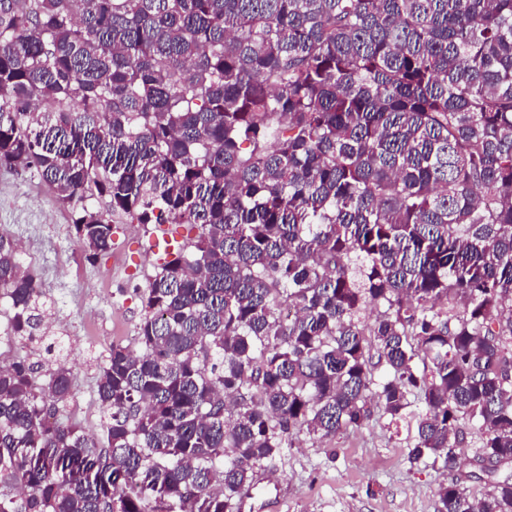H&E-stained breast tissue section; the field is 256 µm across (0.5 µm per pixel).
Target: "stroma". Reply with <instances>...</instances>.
Returning <instances> with one entry per match:
<instances>
[{"mask_svg":"<svg viewBox=\"0 0 512 512\" xmlns=\"http://www.w3.org/2000/svg\"><path fill=\"white\" fill-rule=\"evenodd\" d=\"M70 224L69 210L34 172L0 169V233L18 243L22 261L42 283L54 316L43 327L46 342L64 348L76 392L73 408L86 435L98 440V367L112 344L132 340L139 293L156 257L145 250L150 227L120 218L125 265L110 255L69 265L67 256L78 248ZM461 428L464 441L452 470L430 457L410 461L413 432L403 422L376 419L326 439L299 435L283 449L275 473L257 472L242 512H437L439 485L472 470L483 438L471 422Z\"/></svg>","mask_w":512,"mask_h":512,"instance_id":"stroma-1","label":"stroma"}]
</instances>
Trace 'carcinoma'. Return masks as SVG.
<instances>
[{
	"label": "carcinoma",
	"mask_w": 512,
	"mask_h": 512,
	"mask_svg": "<svg viewBox=\"0 0 512 512\" xmlns=\"http://www.w3.org/2000/svg\"><path fill=\"white\" fill-rule=\"evenodd\" d=\"M0 168L77 206L91 263L89 193L197 230L99 367L103 445L30 361L49 309L0 235V512H241L376 408L447 467L478 425L491 490L438 512H512V0H0Z\"/></svg>",
	"instance_id": "1"
}]
</instances>
